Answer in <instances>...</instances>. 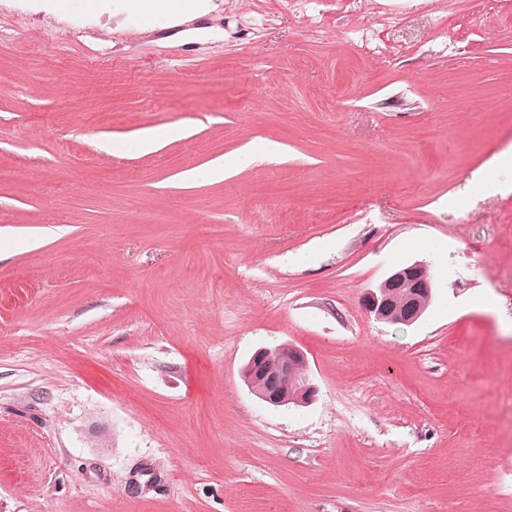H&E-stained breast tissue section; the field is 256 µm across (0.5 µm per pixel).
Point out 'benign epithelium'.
I'll return each instance as SVG.
<instances>
[{
    "mask_svg": "<svg viewBox=\"0 0 512 512\" xmlns=\"http://www.w3.org/2000/svg\"><path fill=\"white\" fill-rule=\"evenodd\" d=\"M433 279L425 263L415 261L396 268L376 288L368 290L362 305L378 321L412 325L423 312V305L432 300ZM280 362L266 369L269 349H258L245 365L248 383L269 382V387L255 396L271 406H281L291 400L297 406H306L314 399L316 387L309 378L299 377L298 370L307 364L304 352L293 344H285Z\"/></svg>",
    "mask_w": 512,
    "mask_h": 512,
    "instance_id": "7a95c632",
    "label": "benign epithelium"
}]
</instances>
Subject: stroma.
I'll use <instances>...</instances> for the list:
<instances>
[{"label": "stroma", "instance_id": "35a3bbf8", "mask_svg": "<svg viewBox=\"0 0 512 512\" xmlns=\"http://www.w3.org/2000/svg\"><path fill=\"white\" fill-rule=\"evenodd\" d=\"M413 261L423 318L368 315ZM283 342L309 406L242 379ZM281 503L512 512V0H0V512ZM116 11L125 13L137 28L160 26L170 20L182 19L202 7L199 0H114ZM281 146L269 140H255L247 149L239 153L234 159V167L247 168L253 166L258 160L277 156ZM433 289L426 264L415 261L396 268L376 288L368 289L362 305L378 321L409 326L421 318L424 303L432 300ZM396 293L404 297L402 308L394 304Z\"/></svg>", "mask_w": 512, "mask_h": 512}]
</instances>
